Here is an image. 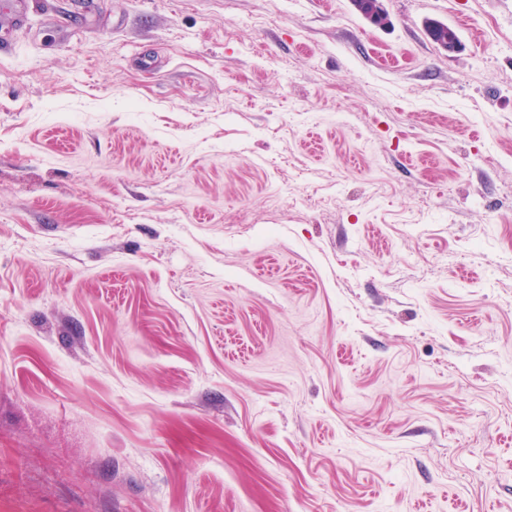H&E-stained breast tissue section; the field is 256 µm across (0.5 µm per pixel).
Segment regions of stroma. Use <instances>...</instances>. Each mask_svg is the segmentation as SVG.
I'll return each instance as SVG.
<instances>
[{
    "mask_svg": "<svg viewBox=\"0 0 512 512\" xmlns=\"http://www.w3.org/2000/svg\"><path fill=\"white\" fill-rule=\"evenodd\" d=\"M382 3L6 33L0 512H512V0ZM377 1L380 0H352L351 2L354 10L367 22L376 27L385 28L391 21L381 2L376 5ZM428 37L437 45H441L448 52L453 51L460 43L457 31L447 23L430 19L425 24Z\"/></svg>",
    "mask_w": 512,
    "mask_h": 512,
    "instance_id": "obj_1",
    "label": "stroma"
}]
</instances>
